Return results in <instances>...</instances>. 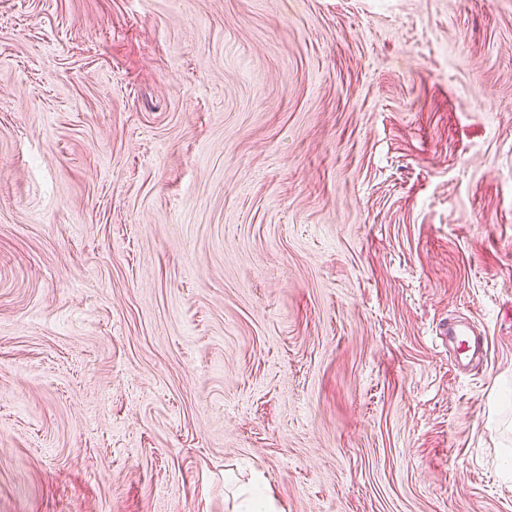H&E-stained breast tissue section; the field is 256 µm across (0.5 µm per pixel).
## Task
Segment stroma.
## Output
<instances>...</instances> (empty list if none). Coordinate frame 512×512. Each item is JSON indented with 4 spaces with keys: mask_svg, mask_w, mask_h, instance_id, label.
Returning <instances> with one entry per match:
<instances>
[{
    "mask_svg": "<svg viewBox=\"0 0 512 512\" xmlns=\"http://www.w3.org/2000/svg\"><path fill=\"white\" fill-rule=\"evenodd\" d=\"M254 476L512 512V0H0V512ZM448 340V347H452L458 354L457 361L463 364V359L472 352L485 354V341L483 337L477 336L474 331L465 323L449 322L448 329L444 333Z\"/></svg>",
    "mask_w": 512,
    "mask_h": 512,
    "instance_id": "stroma-1",
    "label": "stroma"
}]
</instances>
